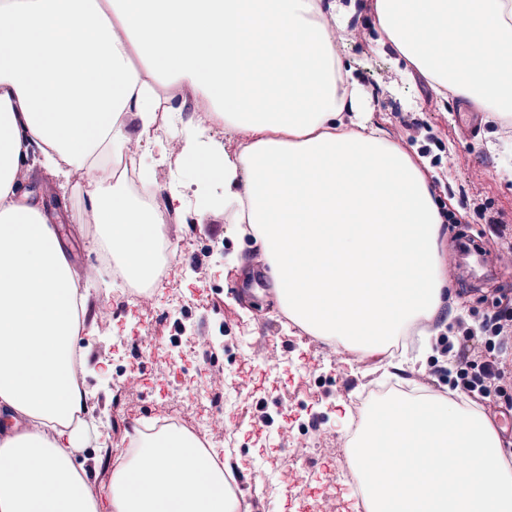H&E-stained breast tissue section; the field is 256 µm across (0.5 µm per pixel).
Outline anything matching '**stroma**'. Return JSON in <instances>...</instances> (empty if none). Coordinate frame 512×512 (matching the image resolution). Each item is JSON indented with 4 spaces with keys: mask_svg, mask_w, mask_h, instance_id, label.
I'll use <instances>...</instances> for the list:
<instances>
[{
    "mask_svg": "<svg viewBox=\"0 0 512 512\" xmlns=\"http://www.w3.org/2000/svg\"><path fill=\"white\" fill-rule=\"evenodd\" d=\"M377 38L369 15L358 14L351 19L339 51L358 66L373 121L405 146H429L436 188L445 190L468 214L467 224L442 226L440 245L454 301L451 333L480 338L486 314L512 318V116L492 119L484 112L472 113L477 133L469 135L458 119L464 101L441 98L419 72L399 76L391 49L379 45ZM23 190L36 196L54 217L77 267L90 266L96 247L93 238L72 233L85 199L61 186L38 164ZM163 221L173 225L182 240L175 248L161 246L160 285L151 291L153 311L167 319V326L148 324L140 313L128 311L115 315L109 330L94 331L86 339L88 347L104 350L100 364L85 377L93 402L102 404L110 393L108 371L144 337L155 339L154 357L137 362L138 394L115 439H124L135 420H160L173 386H181L189 398L205 386L201 354L176 359L167 355L170 326L181 316L171 298L177 287L194 297L196 311L214 313L222 320L220 358L225 378L250 381L242 397L224 403V416L237 434L238 470L252 487L249 512H303L298 497L302 491L310 500L325 499L328 512H352V488L341 478L342 463L349 456L342 438L350 423L351 400L384 373L401 377L409 390L426 387L444 393L448 372L434 371L431 357L405 356L379 363L339 352L337 346L282 318L277 291L249 239L225 233L223 251L211 253L207 232L193 229L189 212L164 215ZM465 233L483 249L488 270L470 271L456 253L454 245ZM499 360L505 375L480 406L499 427L505 450L511 451L512 344L503 347ZM311 416L320 421L319 431L302 433L301 423ZM302 440L318 450L310 474L295 458ZM276 465L287 467L290 482L272 496L265 486Z\"/></svg>",
    "mask_w": 512,
    "mask_h": 512,
    "instance_id": "1",
    "label": "stroma"
}]
</instances>
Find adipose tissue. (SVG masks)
I'll return each mask as SVG.
<instances>
[{
	"label": "adipose tissue",
	"mask_w": 512,
	"mask_h": 512,
	"mask_svg": "<svg viewBox=\"0 0 512 512\" xmlns=\"http://www.w3.org/2000/svg\"><path fill=\"white\" fill-rule=\"evenodd\" d=\"M396 63L439 94L512 115V0H0V512H241L217 451L184 429L133 427L92 484L74 376L86 354L79 272L21 193L30 154L88 202L118 265L150 277L161 217L112 166L179 155L165 204L248 228L279 302L310 335L384 355L439 315L449 209L429 160L365 116L336 52L359 7ZM192 102L194 120L182 117ZM139 120L129 134L125 115ZM242 134L227 154L215 127Z\"/></svg>",
	"instance_id": "ef3b65f1"
}]
</instances>
